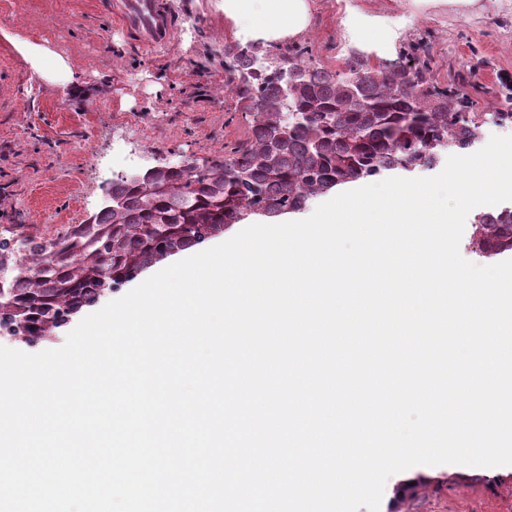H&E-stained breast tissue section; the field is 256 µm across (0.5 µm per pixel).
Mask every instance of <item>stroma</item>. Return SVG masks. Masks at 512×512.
Masks as SVG:
<instances>
[{"label": "stroma", "mask_w": 512, "mask_h": 512, "mask_svg": "<svg viewBox=\"0 0 512 512\" xmlns=\"http://www.w3.org/2000/svg\"><path fill=\"white\" fill-rule=\"evenodd\" d=\"M482 2L461 13L412 0H314L303 36L252 49L334 72L358 49L342 24L348 10L386 17L399 34L392 61L428 59L439 86L486 113L479 150L512 135V121L488 116L512 86V0ZM170 3L175 36L147 50L113 26L111 0H0V31L46 40L82 70L77 88L48 84L0 38V150L9 156L0 161V236L20 227L46 240L97 213L123 157L141 172L204 165L247 141L253 116L225 90L226 63L243 39L219 0ZM379 512H512V465L412 467L387 480Z\"/></svg>", "instance_id": "1"}]
</instances>
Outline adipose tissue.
Wrapping results in <instances>:
<instances>
[{"label":"adipose tissue","mask_w":512,"mask_h":512,"mask_svg":"<svg viewBox=\"0 0 512 512\" xmlns=\"http://www.w3.org/2000/svg\"><path fill=\"white\" fill-rule=\"evenodd\" d=\"M224 20L235 36L251 41L278 44L296 39L308 30L313 0H221ZM345 25L353 39L383 55L392 44V31L380 18L358 11L348 12ZM8 41L29 71L52 85L76 80L75 64L54 51L48 42H38L22 33Z\"/></svg>","instance_id":"obj_1"}]
</instances>
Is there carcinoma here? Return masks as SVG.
Here are the masks:
<instances>
[{"label":"carcinoma","instance_id":"1","mask_svg":"<svg viewBox=\"0 0 512 512\" xmlns=\"http://www.w3.org/2000/svg\"><path fill=\"white\" fill-rule=\"evenodd\" d=\"M234 62L250 76L235 85L253 113L249 144L194 174L167 166L135 180L118 176L112 203L94 223L71 225L51 240L0 237V267L11 270L0 328H13L30 346L50 342L101 294L244 221L248 209L271 218L300 212L345 184L429 167L441 152L467 148L487 115L512 118V94L489 114L467 112L459 93L433 81L426 62L391 70L353 53L336 73L298 65L262 70L248 46ZM295 69L289 104L302 118L285 131L282 73ZM474 224L483 254L512 252V208L481 214Z\"/></svg>","mask_w":512,"mask_h":512}]
</instances>
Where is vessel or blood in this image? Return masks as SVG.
<instances>
[{"mask_svg": "<svg viewBox=\"0 0 512 512\" xmlns=\"http://www.w3.org/2000/svg\"><path fill=\"white\" fill-rule=\"evenodd\" d=\"M112 18L148 49L168 43L177 29L169 0H113Z\"/></svg>", "mask_w": 512, "mask_h": 512, "instance_id": "vessel-or-blood-1", "label": "vessel or blood"}]
</instances>
